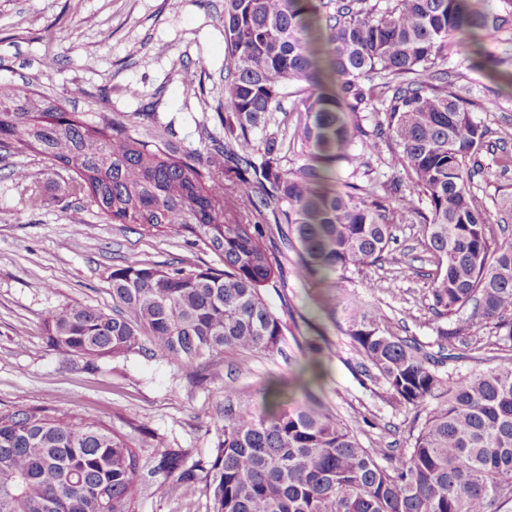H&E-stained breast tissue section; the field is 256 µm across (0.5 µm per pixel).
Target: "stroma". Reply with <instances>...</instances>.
Listing matches in <instances>:
<instances>
[{"instance_id":"1","label":"stroma","mask_w":512,"mask_h":512,"mask_svg":"<svg viewBox=\"0 0 512 512\" xmlns=\"http://www.w3.org/2000/svg\"><path fill=\"white\" fill-rule=\"evenodd\" d=\"M224 0H0V83L31 87L66 111L105 114L131 132L168 130L171 141L202 155L211 137H223L216 111L224 103ZM479 53L450 51L445 69L468 98L492 138L512 148V29L480 37ZM55 65H46L47 57ZM195 69L201 88L187 92L185 68ZM81 86L83 96L70 90ZM380 113L362 108L352 117L363 162L333 167L329 183L357 184L394 214L393 240L384 262L347 271L331 282L308 279L297 245L272 237L282 267L278 288L265 291L271 309L288 326L280 353L228 352L182 365L148 354L107 358L96 369L63 361L50 347L45 313L65 304L112 309L113 267L130 263L177 267L194 261L219 267L217 256L192 237L145 224L103 222L89 199L71 197L67 173L44 157L0 151V411L40 406L65 409L107 424L140 456L135 512H211L206 476L192 498L153 494L164 478L160 448L182 450L187 463L206 459L224 411L259 413L263 389L273 384L294 404L313 393L338 418L363 423V446L406 447L414 425L430 405L405 408L382 387L361 386L354 372L358 356L342 317L318 309L316 298L342 288L379 307L390 331L414 337L436 352L431 309L435 270L417 217L398 213L409 185L392 159L388 143L372 138ZM485 170L474 191L499 226L496 203L512 197V167L499 154L484 153ZM25 168L41 195L29 208L24 184L12 172ZM88 226L86 235L74 232ZM494 325L479 331L470 358L444 362L460 378L499 365L503 352ZM322 339L318 377L306 384L305 341Z\"/></svg>"}]
</instances>
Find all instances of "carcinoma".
I'll use <instances>...</instances> for the list:
<instances>
[{"label":"carcinoma","mask_w":512,"mask_h":512,"mask_svg":"<svg viewBox=\"0 0 512 512\" xmlns=\"http://www.w3.org/2000/svg\"><path fill=\"white\" fill-rule=\"evenodd\" d=\"M512 25L487 0H224V145L201 160L153 134L133 136L106 116L88 122L47 97L0 85V151L42 154L72 173L106 222L175 227L217 255L224 268L112 270V313L83 305L49 310L53 350L88 368L150 352L182 365L224 351H281L286 326L263 290L281 268L263 238L297 239L306 276L382 260L392 240L386 209L354 183L336 192L320 170L281 167L290 146L314 161L355 163L348 114L376 88L386 125L411 183L400 209L423 220L436 271L431 284L438 353L468 357L488 323L512 343V239L491 243L487 209L473 191L489 148L488 129L437 69L448 47L476 30ZM294 95L287 110L283 99ZM277 131L257 141L269 114ZM305 115L288 133V113ZM265 192L267 217L249 191ZM275 227H270L269 221ZM341 311L359 361L356 373L390 399L438 405L407 448H365L358 428L316 399L267 415H224L212 455L185 465L158 451L165 481L154 494L192 497L206 472L212 512H505L512 504V355L455 379L408 336L382 327L379 309L327 295ZM139 456L103 422L41 408L0 412V512H135Z\"/></svg>","instance_id":"1"}]
</instances>
